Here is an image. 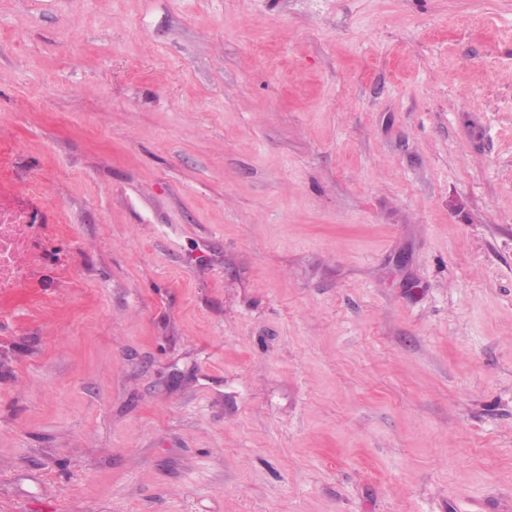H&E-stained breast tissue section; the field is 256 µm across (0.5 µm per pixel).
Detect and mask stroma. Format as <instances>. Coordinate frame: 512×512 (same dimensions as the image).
<instances>
[{
  "label": "stroma",
  "mask_w": 512,
  "mask_h": 512,
  "mask_svg": "<svg viewBox=\"0 0 512 512\" xmlns=\"http://www.w3.org/2000/svg\"><path fill=\"white\" fill-rule=\"evenodd\" d=\"M0 155V512H512V0H0ZM44 228L25 209L3 204L0 198V297L21 288L49 259Z\"/></svg>",
  "instance_id": "1"
}]
</instances>
